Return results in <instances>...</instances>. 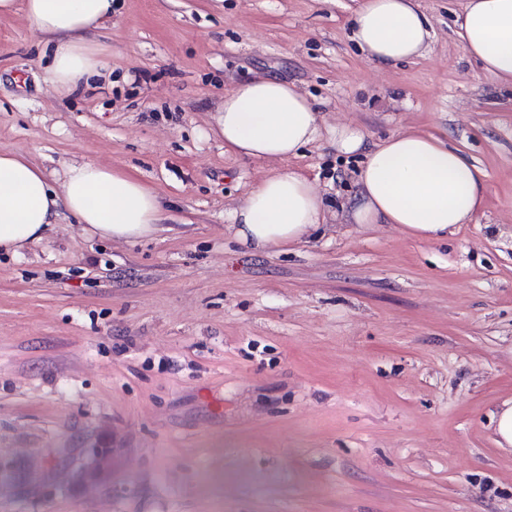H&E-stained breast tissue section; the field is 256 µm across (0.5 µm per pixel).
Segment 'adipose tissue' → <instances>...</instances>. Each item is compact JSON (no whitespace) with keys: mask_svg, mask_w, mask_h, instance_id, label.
Here are the masks:
<instances>
[{"mask_svg":"<svg viewBox=\"0 0 512 512\" xmlns=\"http://www.w3.org/2000/svg\"><path fill=\"white\" fill-rule=\"evenodd\" d=\"M19 8L35 33L53 44L45 74L59 97L104 69L88 37L111 19L114 0H0V16ZM458 35L489 76L512 84V0H466ZM431 37L419 0H360L352 38L368 59L390 63L423 56ZM215 122L226 150L281 163L230 213L234 237L258 253L303 242L324 221V202L313 183L285 163L325 132L339 153L365 154L359 190L347 208L356 224H392L413 238L432 240L470 223L485 202L486 173L459 150L420 131L396 133L364 150L358 126L322 130L313 105L284 81L258 76L225 91ZM63 209L86 233L126 242L156 233L162 214L157 194L136 176L74 162L55 189L27 156L0 150V252L16 255L43 241Z\"/></svg>","mask_w":512,"mask_h":512,"instance_id":"ef3b65f1","label":"adipose tissue"}]
</instances>
